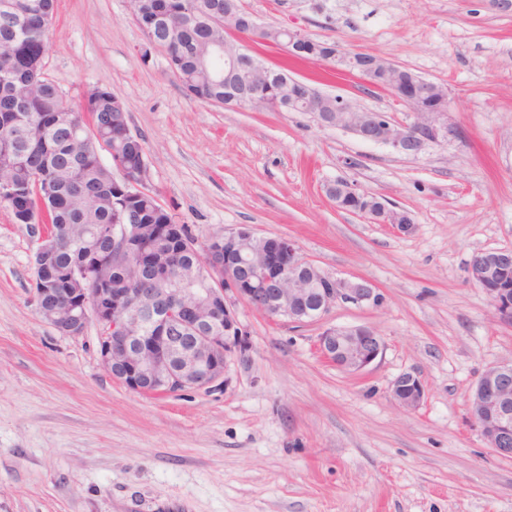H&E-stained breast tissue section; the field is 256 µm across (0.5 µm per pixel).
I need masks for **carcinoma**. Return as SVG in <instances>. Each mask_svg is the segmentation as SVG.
Instances as JSON below:
<instances>
[{
    "label": "carcinoma",
    "instance_id": "1",
    "mask_svg": "<svg viewBox=\"0 0 512 512\" xmlns=\"http://www.w3.org/2000/svg\"><path fill=\"white\" fill-rule=\"evenodd\" d=\"M13 15L0 13V205L22 196L31 208L12 212L17 224H39L56 244L57 255L45 266L56 288H71L90 279L103 288H124L112 276V227L148 225L172 240L192 239L151 190L131 194L121 189V173L133 176L146 161L143 141L123 134L126 112L112 107V92L94 91L79 107L60 95L44 72V57L34 45H49L56 0H8ZM216 0H142L140 25L164 11L169 27L166 54L174 74L190 96L212 100L211 79L224 69L221 60L201 61L199 42L230 41L224 27L211 19ZM26 39H16V29ZM107 152L111 164L102 161ZM169 260L175 279L190 260L172 250L155 258Z\"/></svg>",
    "mask_w": 512,
    "mask_h": 512
}]
</instances>
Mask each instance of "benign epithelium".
I'll return each instance as SVG.
<instances>
[{"instance_id": "7a95c632", "label": "benign epithelium", "mask_w": 512, "mask_h": 512, "mask_svg": "<svg viewBox=\"0 0 512 512\" xmlns=\"http://www.w3.org/2000/svg\"><path fill=\"white\" fill-rule=\"evenodd\" d=\"M224 30L236 36L230 49L211 44L205 56L224 57V106L243 103L266 107L267 87L276 83L288 106H301L322 128L344 129L366 143L380 144L393 152L416 157L433 144L458 137L448 121L452 105L447 88L412 72L388 85L394 99L412 112V120L397 123L387 113L359 110L340 95L306 91V85L267 66L252 51V31L265 24L237 5L224 0ZM273 45L291 59L326 63L340 74L359 75L365 84L378 87L377 70L400 73L403 67L381 57L369 61L366 53L338 48L332 55L316 52L317 41L298 29L277 26ZM378 224H390L400 232L412 228V220L400 222L385 204L367 211ZM133 242L132 228L112 232V255L121 257L116 267L132 261L153 274L151 288H133L119 294L110 288H67L59 292L34 279L33 288L40 315L68 336L81 335L89 320L114 321L118 330L99 339L100 360L112 378L137 393L170 394L185 389L208 388L224 376L227 355L244 351V332L236 305L246 303L267 318H286L294 323L318 322L343 304L374 308L384 295L371 281L319 274L315 308L289 303L291 284L301 269L312 265L298 244L287 237L258 234L248 224H238L200 244L187 241L185 248L201 256L200 263L182 271L179 282L160 275L143 262V253ZM512 264V251L491 249L475 254L469 269L486 292L491 306L504 322L512 321V295L489 288L495 272ZM207 287L199 288L200 278ZM321 357L337 367L358 372L382 355L381 335L369 325L336 326L318 338ZM391 393L399 404L418 407L425 397L421 379L412 372L399 375ZM470 419L487 447L498 456L512 458V361L488 367L478 380L470 400Z\"/></svg>"}]
</instances>
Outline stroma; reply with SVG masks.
<instances>
[{
    "mask_svg": "<svg viewBox=\"0 0 512 512\" xmlns=\"http://www.w3.org/2000/svg\"><path fill=\"white\" fill-rule=\"evenodd\" d=\"M241 5L444 85L459 137L408 157L306 112L197 100L128 0H58L45 73L72 105L96 85L125 105L150 189L198 241L238 224L286 236L384 302L307 324L239 304L248 348L223 380L146 396L103 368L96 324L72 337L38 315L36 238L0 207V512H512V459L468 410L482 373L512 360V325L469 270L476 252L512 249V12L490 0ZM290 73L411 119L324 64ZM339 181L405 210L413 231L337 209L326 187ZM361 324L384 341L372 365L349 373L319 356L326 328ZM405 372L425 386L415 409L390 394Z\"/></svg>",
    "mask_w": 512,
    "mask_h": 512,
    "instance_id": "stroma-1",
    "label": "stroma"
}]
</instances>
